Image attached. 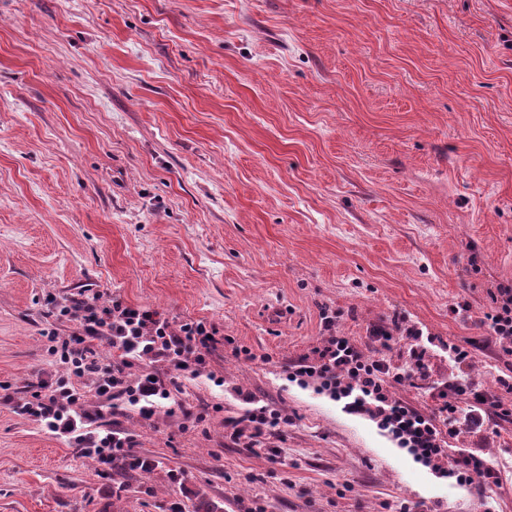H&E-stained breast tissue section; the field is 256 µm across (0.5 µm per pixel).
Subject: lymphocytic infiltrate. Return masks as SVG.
<instances>
[{
    "mask_svg": "<svg viewBox=\"0 0 512 512\" xmlns=\"http://www.w3.org/2000/svg\"><path fill=\"white\" fill-rule=\"evenodd\" d=\"M490 299L483 323L498 344L500 357L511 358L512 284L499 286ZM53 313L74 326L63 338L54 332L46 335L47 351L58 358L63 370L31 385L25 397L13 401L14 411L65 438L102 466L120 463L150 472L155 463L134 454L133 436L117 425H96L94 414L83 408L85 401L91 396L107 406L117 401L145 418L161 408L176 413L182 408L175 397L179 378L201 377L209 355L224 344L223 334L201 320L171 322L118 296L105 302L96 295L70 296L54 302ZM369 340L379 351V358L366 357L350 337L330 334L314 348L312 357L292 365L291 375L298 380L320 379L346 411L369 416L420 461L449 458L446 477L482 493L503 486L512 473L506 465L483 457L478 444L496 434L497 422L512 420V408L468 376L470 347L449 344L448 365L454 375L435 393L433 413L425 414L388 393L389 386L395 384L416 388L432 379L433 367L422 332L401 330L396 323L377 324L370 328ZM102 342L112 351L106 360L96 351ZM399 343L404 344L407 354L402 365L386 357ZM136 362L162 363L172 374L131 376L129 369ZM85 378L90 379V386H82ZM241 400L247 406L245 417L225 424L231 441L252 449L287 431V415L249 393ZM463 435L472 438L473 447L448 449V440Z\"/></svg>",
    "mask_w": 512,
    "mask_h": 512,
    "instance_id": "f902f5d3",
    "label": "lymphocytic infiltrate"
}]
</instances>
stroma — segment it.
Wrapping results in <instances>:
<instances>
[{"mask_svg":"<svg viewBox=\"0 0 512 512\" xmlns=\"http://www.w3.org/2000/svg\"><path fill=\"white\" fill-rule=\"evenodd\" d=\"M512 282V0H0V383L22 396L88 289L216 325L185 413L110 414L148 473L103 472L0 402V512H481L291 365L375 324L469 344ZM290 418L233 444L238 392ZM203 414L202 423L192 417Z\"/></svg>","mask_w":512,"mask_h":512,"instance_id":"obj_1","label":"stroma"}]
</instances>
